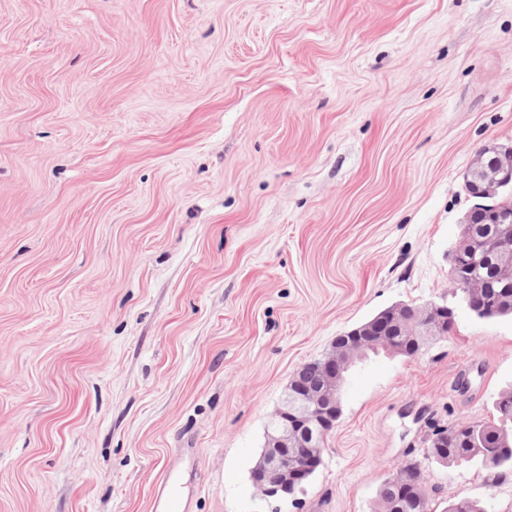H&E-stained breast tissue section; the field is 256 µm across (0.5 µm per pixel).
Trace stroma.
I'll list each match as a JSON object with an SVG mask.
<instances>
[{
  "label": "stroma",
  "instance_id": "stroma-1",
  "mask_svg": "<svg viewBox=\"0 0 512 512\" xmlns=\"http://www.w3.org/2000/svg\"><path fill=\"white\" fill-rule=\"evenodd\" d=\"M512 145V0H0V512H512L425 456L496 420L512 318L449 288L479 150ZM455 324L356 362L322 463L250 471L294 371L399 303ZM407 470L410 472V482L405 485H396L404 482L407 475L400 476L396 473L385 480L378 491L379 511L381 512H410L412 504L416 497H419L426 511L418 506L414 512H430V498L422 485L421 473L417 466H406L399 471ZM394 483V484H391ZM176 475L177 472L172 469L161 481L154 502L156 512L189 511V502L181 501L176 495L172 493Z\"/></svg>",
  "mask_w": 512,
  "mask_h": 512
}]
</instances>
